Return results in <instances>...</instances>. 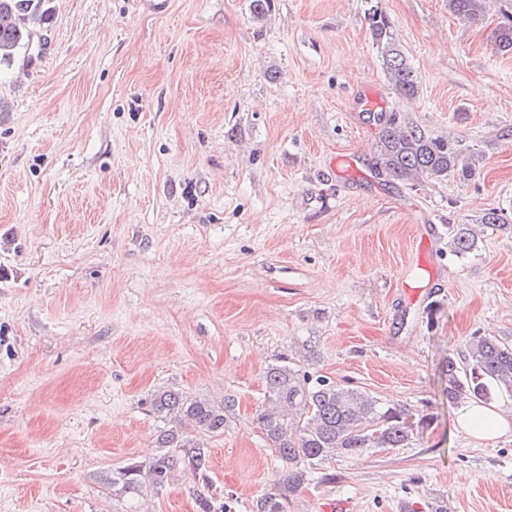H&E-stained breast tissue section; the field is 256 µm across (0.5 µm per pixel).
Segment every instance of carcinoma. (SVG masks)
I'll return each instance as SVG.
<instances>
[{"label":"carcinoma","instance_id":"obj_1","mask_svg":"<svg viewBox=\"0 0 512 512\" xmlns=\"http://www.w3.org/2000/svg\"><path fill=\"white\" fill-rule=\"evenodd\" d=\"M487 0H448V9L460 19L475 21ZM50 0H0V67L11 66L28 50L32 37L46 28ZM373 44L382 68L396 90L407 99L419 93L416 70L400 49L393 23L369 0L366 12ZM377 128L375 165L398 180L417 182L426 177L467 178L473 162L459 141L434 136L401 120L397 113L372 116ZM476 239L466 224L448 226V250L456 257L472 252ZM265 399L252 423L270 450L286 463L275 492L252 502L251 512H288V502L330 458L358 457L369 448H404L411 444L421 421L404 404L385 402L373 394L339 385L324 375L314 376L280 355L265 371ZM512 398V343L496 336L475 339L462 365L448 363L450 400L475 399L487 403L499 396ZM152 411L176 426L162 428L160 453L148 462H133L112 475L115 493L136 500L147 492L166 489L176 470L190 473L209 486L208 448L192 429L204 435L224 434L233 401L222 404L178 390L159 388L150 397ZM199 512H235L233 501L199 494Z\"/></svg>","mask_w":512,"mask_h":512}]
</instances>
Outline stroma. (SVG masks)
<instances>
[{"label":"stroma","instance_id":"obj_1","mask_svg":"<svg viewBox=\"0 0 512 512\" xmlns=\"http://www.w3.org/2000/svg\"><path fill=\"white\" fill-rule=\"evenodd\" d=\"M51 0L0 69V512H126L112 474L157 452L154 390L236 402L206 438L236 512L284 465L252 424L264 375L308 370L406 404L405 448L323 464L288 512H512V434L446 396L472 337L512 342V0H380L420 90L386 77L366 0ZM372 112L477 155L473 177L378 173ZM468 224L476 249L448 251ZM177 472L143 512H197ZM487 0H448V9L459 19L475 21L483 16ZM476 246V239L467 224H452L448 227V250L457 258L471 253ZM458 426L468 437L483 441L512 431V422L490 405L465 404L459 411Z\"/></svg>","mask_w":512,"mask_h":512}]
</instances>
